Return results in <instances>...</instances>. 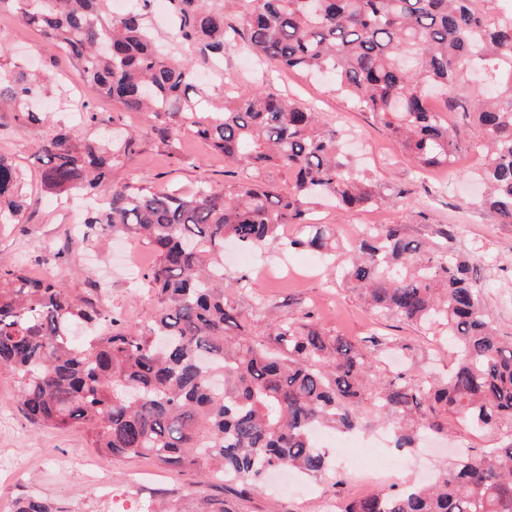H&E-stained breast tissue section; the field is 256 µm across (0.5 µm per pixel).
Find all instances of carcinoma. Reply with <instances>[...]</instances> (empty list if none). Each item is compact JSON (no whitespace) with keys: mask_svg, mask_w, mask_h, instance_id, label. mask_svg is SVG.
I'll return each mask as SVG.
<instances>
[{"mask_svg":"<svg viewBox=\"0 0 512 512\" xmlns=\"http://www.w3.org/2000/svg\"><path fill=\"white\" fill-rule=\"evenodd\" d=\"M169 0L164 39L150 26L153 0L112 13L111 0H0V14L41 32L80 72V119L94 122L91 101L108 98L146 112L168 141L186 132L254 170L255 179L226 192L204 181L191 195L158 192L112 179L133 146L125 129L106 144L81 142L61 125L37 145L42 184L58 195L86 192L105 207L83 220V238L134 236L156 263L143 278L154 293L144 318L129 324L98 299L72 294L55 279H31L0 266V378L17 387L34 424L80 428L100 452L152 457L161 467L210 482L258 484L271 471L307 476L332 470L316 428H366V408L393 422L396 448L448 435V415L489 432H506L494 448L461 454L423 487L373 492L343 512H512V340L499 335L481 303L469 256L440 240L407 237L399 224L368 226L336 266L332 224L308 212L311 200L335 208L381 205L345 151V130L291 98L258 91L232 97L219 78L199 73L234 46L224 2ZM481 0H247L246 40L281 71L326 76L336 90L382 123L419 165L450 167L460 150L428 96L445 95L448 112H465L487 154L471 178L500 223L512 224V0L491 15ZM179 53L183 62L172 61ZM44 72L0 62V111L27 122L51 117L35 100ZM271 163L294 174L281 193L260 180ZM23 174L0 154V228L25 209ZM286 224L298 226L293 238ZM268 247L316 254L380 316H395L457 350L448 377L409 367L383 381L377 357L331 334L314 313L258 322L238 296L245 273L224 276V247ZM91 330L80 344L70 329ZM13 512H53L36 498Z\"/></svg>","mask_w":512,"mask_h":512,"instance_id":"obj_1","label":"carcinoma"}]
</instances>
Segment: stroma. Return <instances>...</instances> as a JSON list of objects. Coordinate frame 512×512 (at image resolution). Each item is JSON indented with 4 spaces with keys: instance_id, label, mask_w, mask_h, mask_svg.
I'll return each instance as SVG.
<instances>
[{
    "instance_id": "obj_1",
    "label": "stroma",
    "mask_w": 512,
    "mask_h": 512,
    "mask_svg": "<svg viewBox=\"0 0 512 512\" xmlns=\"http://www.w3.org/2000/svg\"><path fill=\"white\" fill-rule=\"evenodd\" d=\"M0 50L12 62H40L54 59V68L64 74L69 86L80 85L81 77L63 56L51 57L40 33L10 15L0 16ZM224 87L248 95L265 89L293 97L323 112L326 119L349 130L353 153L386 195L380 207L339 211L327 205L314 209L321 221L335 225L337 235L353 239L367 224H399L407 235L434 239L439 227L452 225L455 247L470 252L482 284V304L501 334L512 336V224L500 223L478 201V186L466 180V172L476 170L485 157V147L468 117L460 112L446 118L461 144L453 170L420 169L370 113L335 91L326 81L305 78L291 71H276L260 61L246 42L224 55ZM122 121L135 131L132 152L113 175L119 182L143 180L157 190L192 192L201 180L231 190L245 179L246 167L225 162L203 142L185 135L177 143H167L154 129L151 118L127 113ZM54 132L53 125L31 124L16 119L14 113L0 112V153L11 157L24 171L28 205L19 222L0 235V265H11L17 253L28 256V271L41 275L45 242L67 245L71 259L59 267L58 281L75 294H83L88 280L106 278L111 291L107 300L112 312L136 323L153 304L146 282L129 279L125 267L147 271L155 261L148 245L138 239L127 246L105 240L89 246L81 238H67L74 206H85L86 198L72 197L62 206L55 195L40 186L41 162L37 144ZM192 163H184V156ZM304 255L293 252L280 257L266 250H254L246 269L251 279L249 295L241 297L243 309H251L256 298L274 304L277 314L295 310L297 303L314 309L327 331L361 342L376 336L408 345L405 358L381 356L380 376L389 377L403 365L422 367L444 376L456 360L451 343L441 336H428L416 326L398 318H385L366 308L350 289L331 284L323 269H311ZM495 432L476 431L457 417L448 419V439L419 448H385L381 456L399 469V485L419 483L429 470L447 468L451 453L464 449L478 453L498 444ZM359 457L362 449L339 448L333 458L335 472L326 477H301L299 487L280 492L272 485L251 490L239 484L198 485L196 476L175 473L149 458L115 459L88 448L82 431L58 430L31 425L24 418L13 384L0 381V512H11L20 498L35 495L48 500L55 512H92L102 489H114L112 512H142L145 502L131 485L133 475L148 472L160 485L156 504L171 512H209L213 501L224 503L226 512H321V500L334 497L346 503L353 497L352 483L345 476V456Z\"/></svg>"
}]
</instances>
